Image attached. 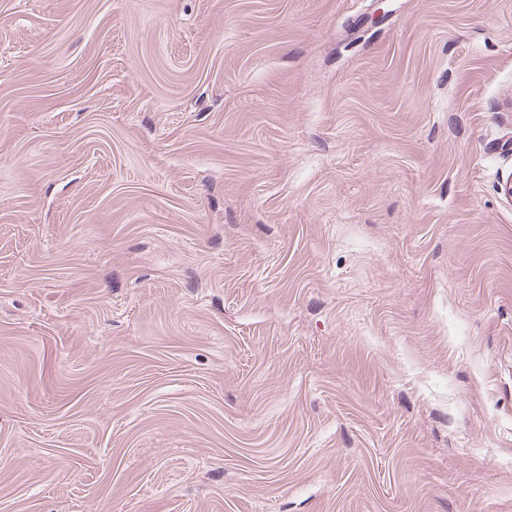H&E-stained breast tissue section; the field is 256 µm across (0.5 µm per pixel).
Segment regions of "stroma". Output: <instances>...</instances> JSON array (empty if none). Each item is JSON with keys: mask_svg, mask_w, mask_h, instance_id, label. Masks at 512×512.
Listing matches in <instances>:
<instances>
[{"mask_svg": "<svg viewBox=\"0 0 512 512\" xmlns=\"http://www.w3.org/2000/svg\"><path fill=\"white\" fill-rule=\"evenodd\" d=\"M0 0V512H512V0Z\"/></svg>", "mask_w": 512, "mask_h": 512, "instance_id": "1", "label": "stroma"}]
</instances>
